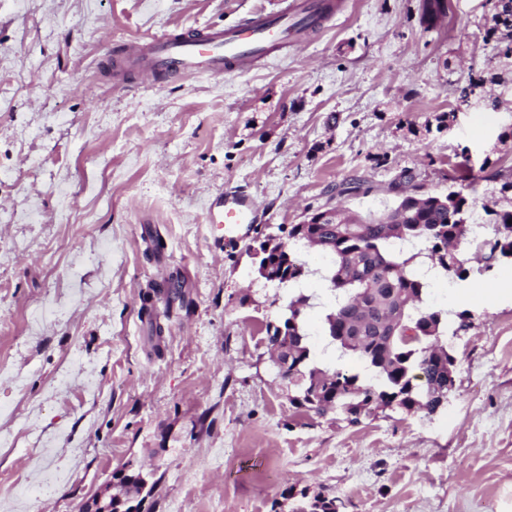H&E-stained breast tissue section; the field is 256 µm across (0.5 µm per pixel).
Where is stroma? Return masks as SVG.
<instances>
[{
	"label": "stroma",
	"instance_id": "stroma-1",
	"mask_svg": "<svg viewBox=\"0 0 512 512\" xmlns=\"http://www.w3.org/2000/svg\"><path fill=\"white\" fill-rule=\"evenodd\" d=\"M333 2L249 69L144 82L118 47L286 0H0V512H81L129 462L160 480L144 512H271L289 489L343 512L512 507V290L453 304L456 386L432 415L297 410L269 358L292 298L317 327L332 296L312 249L304 286L258 278L254 236L382 211L405 169L416 195L462 192L477 223L512 209L494 178L512 172V85L463 103L506 64L489 0H450L433 28L421 0ZM350 178L361 192L337 196ZM239 188L260 222L229 247L207 206ZM461 251L469 277L440 282L512 278ZM311 359L372 378L325 336Z\"/></svg>",
	"mask_w": 512,
	"mask_h": 512
}]
</instances>
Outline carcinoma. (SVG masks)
Here are the masks:
<instances>
[{
	"label": "carcinoma",
	"mask_w": 512,
	"mask_h": 512,
	"mask_svg": "<svg viewBox=\"0 0 512 512\" xmlns=\"http://www.w3.org/2000/svg\"><path fill=\"white\" fill-rule=\"evenodd\" d=\"M495 31L505 43L503 55L512 57V10L505 11L494 0ZM392 217L398 224H384L386 212L368 214L366 224H318L311 216L304 224H294L288 238L316 248L328 261L329 290L334 308L325 314L322 335L343 351L351 353L372 370L375 382L364 383L359 375L343 370H324L310 366L311 347L308 325L302 308L309 305L304 294L292 300L287 312L275 324L267 325V347L288 350V370L277 375L298 388L290 399L297 409L324 416L332 411L347 414L350 422L372 409L397 408L404 405L428 415L442 406L440 391L448 390V365L455 358L439 344L442 311L422 307L427 280L416 273L418 254L394 248L418 242L425 246L432 266L461 281L468 270L457 258L462 244L475 241L473 224L461 192L450 190L444 196L420 197V204L401 197L393 206ZM494 216L493 236L478 242L484 251L481 259L495 262L512 259V210L488 211ZM281 275L278 283L299 284L308 275L306 262L290 247L257 258L256 271L264 265ZM407 304L393 341L377 331V317H387L399 303ZM115 493L112 512H125L126 492L146 489L151 494L157 481L153 473L143 472L132 463L113 472ZM293 491L288 512H340L342 501L336 497L315 495L295 504Z\"/></svg>",
	"instance_id": "carcinoma-1"
}]
</instances>
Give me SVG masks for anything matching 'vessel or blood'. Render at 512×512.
Segmentation results:
<instances>
[{
	"mask_svg": "<svg viewBox=\"0 0 512 512\" xmlns=\"http://www.w3.org/2000/svg\"><path fill=\"white\" fill-rule=\"evenodd\" d=\"M308 8L307 0H300L292 11L258 12L236 28L206 33L187 30L146 43H133L125 51L124 59L147 81L160 72L179 76L218 75L242 69L287 47L295 37L293 25L306 16ZM259 219L254 198L244 190L219 191L208 208L209 223L223 225L224 239L229 243L237 241V229L251 226Z\"/></svg>",
	"mask_w": 512,
	"mask_h": 512,
	"instance_id": "b4317fda",
	"label": "vessel or blood"
}]
</instances>
